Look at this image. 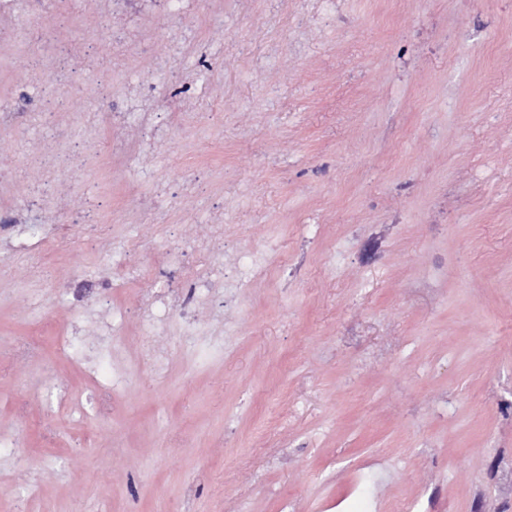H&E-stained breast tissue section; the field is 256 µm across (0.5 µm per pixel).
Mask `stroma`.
Returning a JSON list of instances; mask_svg holds the SVG:
<instances>
[{
    "instance_id": "stroma-1",
    "label": "stroma",
    "mask_w": 512,
    "mask_h": 512,
    "mask_svg": "<svg viewBox=\"0 0 512 512\" xmlns=\"http://www.w3.org/2000/svg\"><path fill=\"white\" fill-rule=\"evenodd\" d=\"M54 46L100 72L52 108L53 74L28 85L29 46L0 47V100L52 109L81 150L78 177L25 162L45 127L0 129V210L24 213L27 254L0 243V432L16 440L0 512H512V0H147L134 21L63 0ZM128 112L112 124L99 73ZM93 211L71 253L37 224ZM224 227L217 257L268 247L242 296L205 305L217 357L159 336L171 361H140L146 291L124 284L123 328L99 364L129 373L97 413L95 388L58 351L69 301L34 305L91 272L116 240L153 244ZM38 355L17 361L30 341ZM70 388L69 407L37 382Z\"/></svg>"
}]
</instances>
